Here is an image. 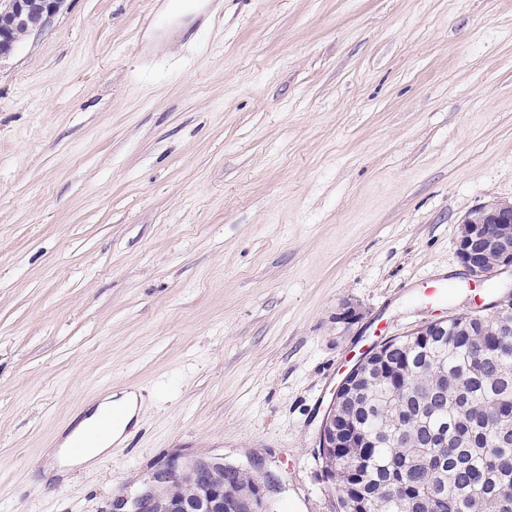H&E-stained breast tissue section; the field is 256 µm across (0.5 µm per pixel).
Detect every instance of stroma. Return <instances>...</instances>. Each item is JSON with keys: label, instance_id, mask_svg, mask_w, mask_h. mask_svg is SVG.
Segmentation results:
<instances>
[{"label": "stroma", "instance_id": "35a3bbf8", "mask_svg": "<svg viewBox=\"0 0 512 512\" xmlns=\"http://www.w3.org/2000/svg\"><path fill=\"white\" fill-rule=\"evenodd\" d=\"M165 2L64 0L0 59V512H110L197 458L337 512L318 436L350 368L512 280L458 258L512 201V0ZM129 388L125 440L44 482ZM142 408L143 401L134 390L99 397L64 437L60 446L51 448L48 456L51 462L43 471L45 479L49 481L60 475L63 483L66 474L73 467L91 468L97 465L111 453L114 442L124 440L126 430L134 420H137ZM112 411L120 416V423L110 428L105 435L99 436L98 430L104 418ZM78 438L84 439L88 443V448H84L85 443L82 440H77L73 444ZM73 448L75 452L81 448L83 450L75 453Z\"/></svg>", "mask_w": 512, "mask_h": 512}]
</instances>
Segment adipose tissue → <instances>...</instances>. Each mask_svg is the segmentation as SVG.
<instances>
[{
  "mask_svg": "<svg viewBox=\"0 0 512 512\" xmlns=\"http://www.w3.org/2000/svg\"><path fill=\"white\" fill-rule=\"evenodd\" d=\"M142 407L140 396L132 390L99 397L64 437L60 446L51 449L49 462L43 471L45 478L66 475L75 467L91 468L97 465L111 453L114 442L123 440L126 430L136 420ZM111 412L120 416V423L107 433H100L104 418ZM79 438L84 439L87 446L77 453L73 451L72 444Z\"/></svg>",
  "mask_w": 512,
  "mask_h": 512,
  "instance_id": "adipose-tissue-1",
  "label": "adipose tissue"
}]
</instances>
